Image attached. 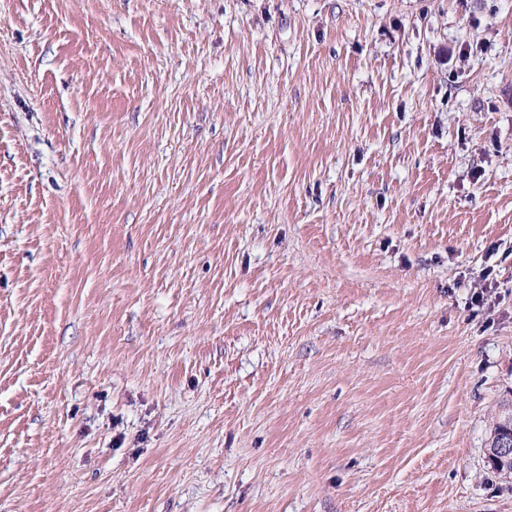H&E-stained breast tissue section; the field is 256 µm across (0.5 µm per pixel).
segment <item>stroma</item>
<instances>
[{"label":"stroma","mask_w":512,"mask_h":512,"mask_svg":"<svg viewBox=\"0 0 512 512\" xmlns=\"http://www.w3.org/2000/svg\"><path fill=\"white\" fill-rule=\"evenodd\" d=\"M511 400L512 0H0V512H512Z\"/></svg>","instance_id":"1"}]
</instances>
